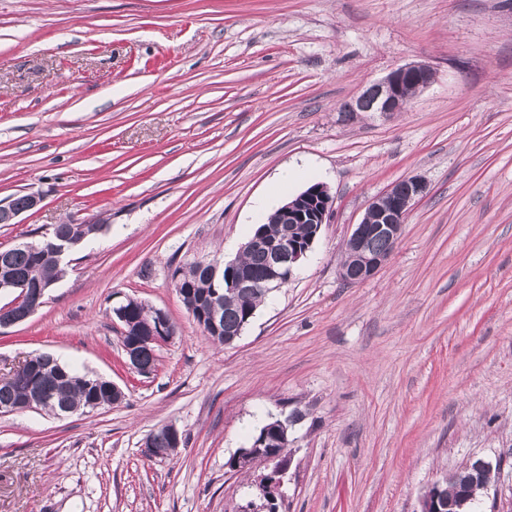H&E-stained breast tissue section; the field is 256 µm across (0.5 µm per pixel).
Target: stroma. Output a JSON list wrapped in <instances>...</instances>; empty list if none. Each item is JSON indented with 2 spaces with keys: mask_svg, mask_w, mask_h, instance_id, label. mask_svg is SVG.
<instances>
[{
  "mask_svg": "<svg viewBox=\"0 0 512 512\" xmlns=\"http://www.w3.org/2000/svg\"><path fill=\"white\" fill-rule=\"evenodd\" d=\"M432 83L391 114L347 112L414 62ZM328 186L293 278L223 345L171 272L232 260L282 168ZM430 192L371 280L338 276L367 205ZM0 249L104 221L24 322L0 378L49 353L117 384L118 404L0 414V512H240L229 469L295 416L280 512H418L471 459L501 460L475 512H512V5L505 0H0ZM164 311L150 373L125 357L112 296ZM176 426L174 454L146 437ZM26 209H16L12 206V204L17 208H25ZM41 202V196L38 192H29L27 194L17 195L15 196L10 203V200L7 204L0 203V224H16L19 223L17 219L24 213L35 209ZM167 431H168V435L170 438L171 446L166 437L165 426H163L151 433L154 436L153 447L151 444L152 437L148 436L147 439H145V441L143 443V449H142V452L144 453V455H146L148 457H154L153 453H154V449L156 448L155 454L157 456H164V455H167L168 448H170V451H176V449L181 446L182 439H181V434L178 431V429L176 427L170 425V427H168Z\"/></svg>",
  "mask_w": 512,
  "mask_h": 512,
  "instance_id": "stroma-1",
  "label": "stroma"
}]
</instances>
